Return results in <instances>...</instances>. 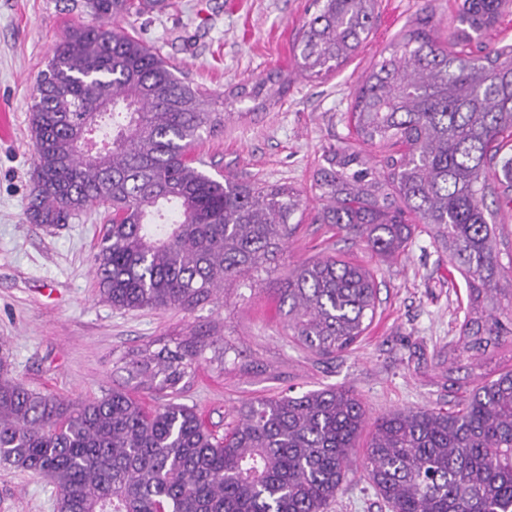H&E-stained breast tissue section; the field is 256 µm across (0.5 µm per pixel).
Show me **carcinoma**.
Masks as SVG:
<instances>
[{
    "mask_svg": "<svg viewBox=\"0 0 512 512\" xmlns=\"http://www.w3.org/2000/svg\"><path fill=\"white\" fill-rule=\"evenodd\" d=\"M164 0H83L86 24L51 51L29 106L36 186L26 214L56 226L105 209L91 262L117 310L192 311L229 281L257 282L292 236L301 194L260 180L219 181L194 150L225 113L123 22ZM298 65L323 78L366 41L376 0H316ZM512 0H460L458 49L404 33L354 93L358 140L402 145L376 175L331 148L315 186L322 221L379 262L426 226L467 291L457 347L478 361L512 336V288L500 287L503 225L486 205L492 167L512 138V45L472 49ZM271 71L235 85L256 100L282 88ZM296 343L331 357L358 343L377 310L374 273L333 256L302 262L276 289ZM206 344L190 337L121 358L123 386L72 404L9 376L0 360V464L46 476L57 512H327L361 466L390 512H512V370L480 382L462 408L396 409L365 431L350 390L251 401L218 439L194 408L145 407L134 391L174 397ZM367 435L362 460L353 449Z\"/></svg>",
    "mask_w": 512,
    "mask_h": 512,
    "instance_id": "carcinoma-1",
    "label": "carcinoma"
}]
</instances>
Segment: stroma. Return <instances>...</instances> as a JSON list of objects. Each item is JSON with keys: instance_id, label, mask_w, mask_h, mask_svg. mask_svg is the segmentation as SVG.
Segmentation results:
<instances>
[{"instance_id": "35a3bbf8", "label": "stroma", "mask_w": 512, "mask_h": 512, "mask_svg": "<svg viewBox=\"0 0 512 512\" xmlns=\"http://www.w3.org/2000/svg\"><path fill=\"white\" fill-rule=\"evenodd\" d=\"M458 0H377L368 39L336 71L311 79L297 64L300 30L314 0H165L131 17L128 31L216 96L272 70L289 77L271 105L233 100L223 126L196 146L207 174L286 183L301 193L300 226L258 290L232 283L194 311H119L103 302L91 272L103 213L58 228L30 223L34 146L28 105L52 47L85 21L79 0H0V355L12 377L72 402L122 383L120 359L155 340L210 332V348L181 403L223 435L246 402L325 387L353 391L369 418L393 409L455 408L481 378L512 368V344L474 362L448 357L459 337L466 286L417 227L397 260L373 263L359 242L322 223L315 186L323 154L349 145L381 169L391 150L359 142L353 93L381 53L423 24L440 47L456 27ZM339 256L377 271L378 309L366 336L333 357L286 335L275 290L298 263ZM57 493L40 474L0 465V512H56ZM329 512H388L362 471L349 473Z\"/></svg>"}]
</instances>
